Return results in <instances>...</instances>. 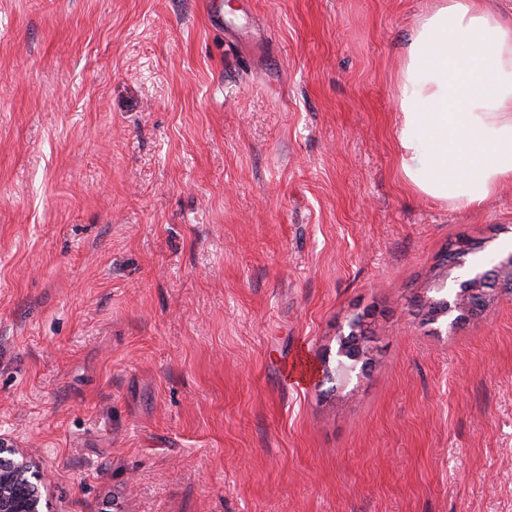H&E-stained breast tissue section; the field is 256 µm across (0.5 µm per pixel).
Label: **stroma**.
Instances as JSON below:
<instances>
[{"label": "stroma", "mask_w": 512, "mask_h": 512, "mask_svg": "<svg viewBox=\"0 0 512 512\" xmlns=\"http://www.w3.org/2000/svg\"><path fill=\"white\" fill-rule=\"evenodd\" d=\"M437 2L0 0V437L58 512H512V293L412 304L512 251V184L399 170ZM349 331L347 334H343L341 336L339 347L336 351V364L334 368L331 369L329 363L325 362L322 369V374L324 379L332 381V380H340L351 373L355 372L358 366V362L364 356L362 354L363 349L360 348L361 354L358 357H353L352 354L349 353L350 345L348 344V337L361 336V322L359 319L352 320L348 325ZM347 362V363H346Z\"/></svg>", "instance_id": "35a3bbf8"}]
</instances>
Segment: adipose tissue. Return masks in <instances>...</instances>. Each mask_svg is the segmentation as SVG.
<instances>
[{"label":"adipose tissue","mask_w":512,"mask_h":512,"mask_svg":"<svg viewBox=\"0 0 512 512\" xmlns=\"http://www.w3.org/2000/svg\"><path fill=\"white\" fill-rule=\"evenodd\" d=\"M404 179L470 209L512 180V15L440 0L418 21L397 79Z\"/></svg>","instance_id":"obj_1"}]
</instances>
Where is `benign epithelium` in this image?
<instances>
[{
	"mask_svg": "<svg viewBox=\"0 0 512 512\" xmlns=\"http://www.w3.org/2000/svg\"><path fill=\"white\" fill-rule=\"evenodd\" d=\"M512 268V253L502 256L497 265L477 269L465 276L452 278V286H440L444 293L439 299V309L433 318H452V323L463 321L484 312L495 293L512 291V277L502 278L504 268ZM348 333L341 336L336 351V364H324V379H343L355 372L360 358L349 353L348 338L361 336V322L352 320ZM0 512H57L50 493V484L40 466L22 448H17L0 438Z\"/></svg>",
	"mask_w": 512,
	"mask_h": 512,
	"instance_id": "7a95c632",
	"label": "benign epithelium"
}]
</instances>
